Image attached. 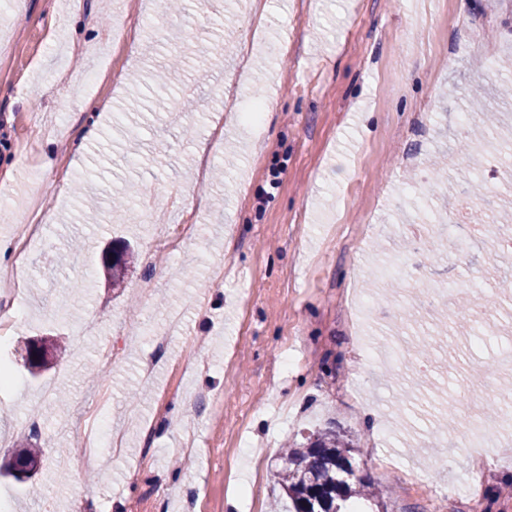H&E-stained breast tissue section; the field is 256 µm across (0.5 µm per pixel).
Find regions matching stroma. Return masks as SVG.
I'll return each instance as SVG.
<instances>
[{"label":"stroma","instance_id":"35a3bbf8","mask_svg":"<svg viewBox=\"0 0 512 512\" xmlns=\"http://www.w3.org/2000/svg\"><path fill=\"white\" fill-rule=\"evenodd\" d=\"M18 0L0 10V241L35 231L25 286L0 298V458L30 436L40 403L39 472L0 477L9 512H268L284 444L323 425L355 443L360 475L386 512H428L448 493L431 435L464 418L476 391L512 383L495 339L475 330L482 294L512 274V250L486 239L511 224L442 231L470 164L458 113L475 85L485 139L512 134L500 72L512 71V0ZM497 49L493 69L472 35ZM187 67L178 98L155 81L171 55ZM101 73L96 89L75 75ZM108 103L90 112L87 100ZM260 100L258 126L235 105ZM180 114H169L172 102ZM96 123V141L82 128ZM195 216L181 251L162 234ZM424 226L414 239L405 225ZM137 254L111 289L103 254ZM154 282L150 299L138 285ZM456 283L442 309L407 303L413 283ZM185 313L165 348L169 312ZM417 320L407 363L368 360L353 340L383 341ZM67 353L32 375L27 341ZM206 361L180 370L187 352ZM111 360H103V353ZM155 359L153 383L139 367ZM55 393H40L44 383ZM104 403L120 456L84 465V414ZM193 471L174 469L185 429ZM483 512H512V439L485 459Z\"/></svg>","mask_w":512,"mask_h":512}]
</instances>
